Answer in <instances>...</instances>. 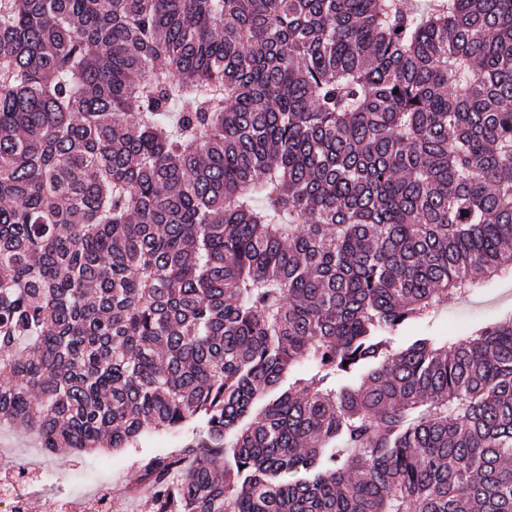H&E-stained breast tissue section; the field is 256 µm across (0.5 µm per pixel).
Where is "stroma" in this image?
<instances>
[{"mask_svg":"<svg viewBox=\"0 0 512 512\" xmlns=\"http://www.w3.org/2000/svg\"><path fill=\"white\" fill-rule=\"evenodd\" d=\"M512 310V279L484 283L473 297L449 299L447 306L426 331L445 336L462 335L481 319H491ZM184 436L156 434L139 447L104 449L81 456L69 452L51 453L41 448L32 435H22L8 425L0 426V480L10 478L29 465L45 476L43 486L31 496V512H51L53 502L84 498L103 488L112 489V512H145L142 496L130 494L140 480L139 461L147 455L183 449Z\"/></svg>","mask_w":512,"mask_h":512,"instance_id":"stroma-1","label":"stroma"}]
</instances>
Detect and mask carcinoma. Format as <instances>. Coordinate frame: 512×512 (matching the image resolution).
<instances>
[{
    "instance_id": "obj_1",
    "label": "carcinoma",
    "mask_w": 512,
    "mask_h": 512,
    "mask_svg": "<svg viewBox=\"0 0 512 512\" xmlns=\"http://www.w3.org/2000/svg\"><path fill=\"white\" fill-rule=\"evenodd\" d=\"M512 0H0V423L149 512H512ZM512 310V279L484 283L473 297L466 300L448 299V305L428 327H410L394 337V346H400L402 336L432 333L439 336L463 335L480 319H492L505 310Z\"/></svg>"
}]
</instances>
